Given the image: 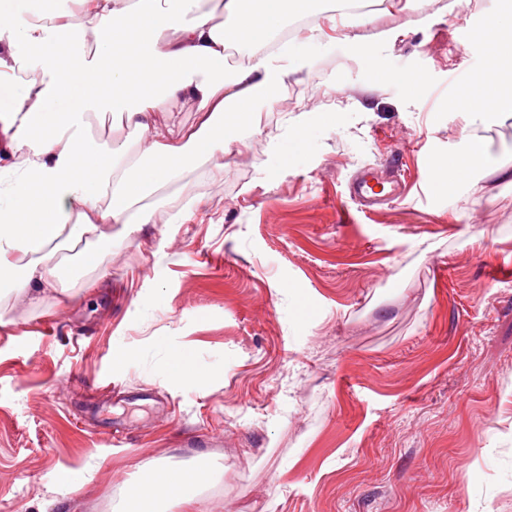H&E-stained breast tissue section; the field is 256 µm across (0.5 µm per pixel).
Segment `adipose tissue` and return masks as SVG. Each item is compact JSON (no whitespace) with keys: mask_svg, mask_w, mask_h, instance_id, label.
<instances>
[{"mask_svg":"<svg viewBox=\"0 0 512 512\" xmlns=\"http://www.w3.org/2000/svg\"><path fill=\"white\" fill-rule=\"evenodd\" d=\"M43 0H0V284L27 302L64 296L70 260L56 257L58 239L108 241L113 225L136 238L155 223L142 207L146 193L202 163L223 168L224 156L249 127L257 99L274 105L314 48H330L324 26L289 44V14L310 0H217L194 13L196 0H78L82 22L65 14L41 22ZM247 46L241 65L226 70L229 45ZM77 56L86 81L66 89L63 75ZM193 108L198 122L180 114ZM119 114L141 134L116 142L94 176L79 174L93 156L89 119ZM208 468L173 469L158 462L140 470L126 490L129 512H157L177 503L196 512Z\"/></svg>","mask_w":512,"mask_h":512,"instance_id":"1","label":"adipose tissue"}]
</instances>
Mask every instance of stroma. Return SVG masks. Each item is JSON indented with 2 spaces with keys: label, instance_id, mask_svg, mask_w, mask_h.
I'll return each instance as SVG.
<instances>
[{
  "label": "stroma",
  "instance_id": "obj_1",
  "mask_svg": "<svg viewBox=\"0 0 512 512\" xmlns=\"http://www.w3.org/2000/svg\"><path fill=\"white\" fill-rule=\"evenodd\" d=\"M402 3L337 16L220 188L200 167L148 196L205 195L190 220L113 226L108 282L0 290V512H119L140 467L202 455L199 512H512V112L448 106L502 10ZM305 112L336 119L296 146ZM473 141L480 169L449 182L438 159ZM394 157L409 193L361 211L349 179ZM177 351L206 383L172 379Z\"/></svg>",
  "mask_w": 512,
  "mask_h": 512
}]
</instances>
